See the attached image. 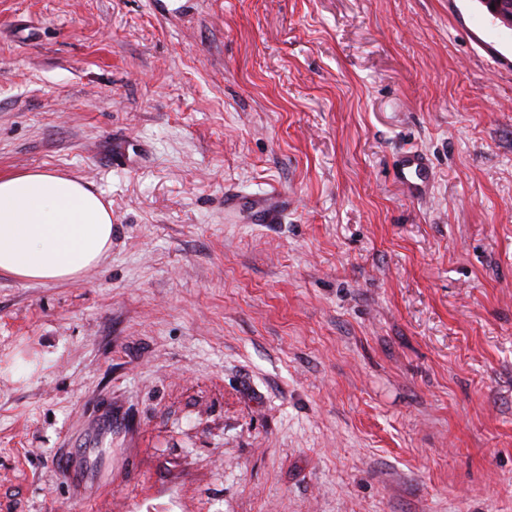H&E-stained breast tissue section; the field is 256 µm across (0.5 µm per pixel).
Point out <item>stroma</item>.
I'll use <instances>...</instances> for the list:
<instances>
[{
	"label": "stroma",
	"mask_w": 512,
	"mask_h": 512,
	"mask_svg": "<svg viewBox=\"0 0 512 512\" xmlns=\"http://www.w3.org/2000/svg\"><path fill=\"white\" fill-rule=\"evenodd\" d=\"M28 171L112 251L0 274V512H512V29L477 0H0ZM428 158L421 152H406L401 159L400 180L407 190L420 194L419 190L427 178ZM236 193L226 192L224 195V204L227 206H237L241 203L247 202L254 209L259 221H267L268 218L280 208L282 201L277 193L260 194L254 197H244ZM277 194V195H276Z\"/></svg>",
	"instance_id": "35a3bbf8"
}]
</instances>
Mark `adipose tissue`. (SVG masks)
I'll use <instances>...</instances> for the list:
<instances>
[{"instance_id": "obj_1", "label": "adipose tissue", "mask_w": 512, "mask_h": 512, "mask_svg": "<svg viewBox=\"0 0 512 512\" xmlns=\"http://www.w3.org/2000/svg\"><path fill=\"white\" fill-rule=\"evenodd\" d=\"M112 249V216L81 180L51 172L0 176V273L66 282Z\"/></svg>"}]
</instances>
